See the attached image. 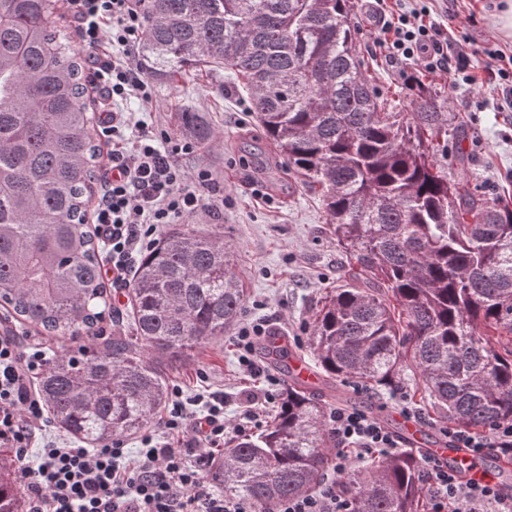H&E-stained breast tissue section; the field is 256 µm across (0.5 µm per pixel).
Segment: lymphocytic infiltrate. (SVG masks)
<instances>
[{"mask_svg": "<svg viewBox=\"0 0 512 512\" xmlns=\"http://www.w3.org/2000/svg\"><path fill=\"white\" fill-rule=\"evenodd\" d=\"M89 60L90 82L114 108L102 118L101 133L112 144L107 176L92 221L105 240L112 285L124 287L136 257L157 242L159 227L201 213L224 209L211 170L186 173L180 153L190 143L176 142L168 131L133 113L120 111L129 100L149 103L153 87L139 61L146 19L139 0H67ZM426 8L401 9L384 20L375 41L391 63L426 58L431 70H455L463 83H474L471 53L448 57L440 31L425 24ZM47 365L44 351L22 346L0 332V447L15 449L24 486L25 512H258L245 498L224 495L206 478L228 434L246 435L258 422L247 412L233 426L224 424V394L204 391L186 403L173 388L156 431L141 436L130 451L116 437L98 448L45 440L47 416L36 381ZM204 405V413L194 405ZM328 426L336 446L333 472L315 492L279 501L274 512H350L337 481L350 459L397 453L402 441L379 418L358 408L330 411ZM443 432L474 456L493 450L512 457V423H498L482 434L454 426ZM433 512H512V495L497 485L463 480L433 457L421 470Z\"/></svg>", "mask_w": 512, "mask_h": 512, "instance_id": "1", "label": "lymphocytic infiltrate"}]
</instances>
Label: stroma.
I'll list each match as a JSON object with an SVG mask.
<instances>
[{
  "label": "stroma",
  "mask_w": 512,
  "mask_h": 512,
  "mask_svg": "<svg viewBox=\"0 0 512 512\" xmlns=\"http://www.w3.org/2000/svg\"><path fill=\"white\" fill-rule=\"evenodd\" d=\"M429 20L456 50L465 39L477 45L492 43L512 49V37L497 29L507 0H431ZM355 20L360 29L357 49L373 84L395 111L407 109L408 82L416 77L452 97L451 110L459 128L462 157H449L444 165L449 178L472 180L487 191L512 196V112L503 111L502 88L485 71L470 85L459 84L452 72H431L421 64H391L376 54L373 41L381 28L375 0H356ZM155 97L152 121L179 138H188L181 115L198 113L213 132L197 141L192 153L180 156L187 171L211 169L231 202L221 217L193 216L201 233L223 228L235 250L238 276L247 295L245 311L265 318L268 332L293 338V347L307 353L308 324L325 292L338 285L346 265L345 254L332 239L319 197L304 190L283 159L270 148L261 126L238 95L225 71L192 68L179 80L152 77ZM233 333L198 351L189 365L171 372L170 386L192 397L210 389L227 398L224 418L234 423L245 395L257 386L241 372ZM353 381L323 385L315 399L339 407L337 389L347 391L351 405L378 415L395 428L400 408L408 404L405 389L381 395L356 393Z\"/></svg>",
  "instance_id": "1"
}]
</instances>
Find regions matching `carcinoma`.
<instances>
[{
    "mask_svg": "<svg viewBox=\"0 0 512 512\" xmlns=\"http://www.w3.org/2000/svg\"><path fill=\"white\" fill-rule=\"evenodd\" d=\"M140 2L150 73L229 69L269 145L322 199L349 265L310 324L315 365L378 391L412 381L439 418L475 433L512 421V205L448 179L437 156L457 150L449 100L418 81L410 111L387 109L362 70L355 0ZM59 3L0 0V306L52 337L91 339L54 352L39 391L56 425L96 447L157 417L162 363L222 339L245 294L224 233L184 224L137 261L130 330L103 337L112 298L89 224L102 146ZM182 124L211 136L195 112ZM328 414L286 388L270 423L224 451L214 481L262 512L314 491L331 460ZM420 467L412 453L380 456L338 479L351 512H421ZM0 512H20L9 450Z\"/></svg>",
    "mask_w": 512,
    "mask_h": 512,
    "instance_id": "1",
    "label": "carcinoma"
}]
</instances>
